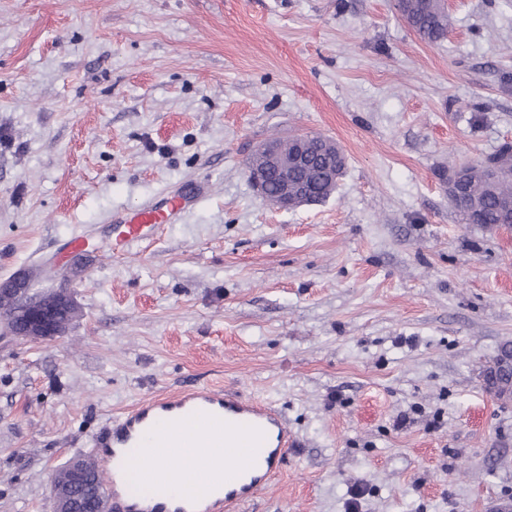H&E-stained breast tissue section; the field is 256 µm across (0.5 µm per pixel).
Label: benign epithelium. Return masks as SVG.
Segmentation results:
<instances>
[{"mask_svg": "<svg viewBox=\"0 0 512 512\" xmlns=\"http://www.w3.org/2000/svg\"><path fill=\"white\" fill-rule=\"evenodd\" d=\"M311 140L309 135H299L283 147L279 142H269L252 157L248 169L249 179L258 195L269 204L280 209H290L313 204L316 197L304 189L294 179V172L304 164V146ZM273 173L278 179L277 190L269 189L266 176ZM73 267L62 274L59 285L45 292L33 289V276L20 269L10 277L0 280V294L23 295L29 298V307L22 313L23 329L14 335L27 340L51 341L64 334L65 323L52 325V315L66 306L72 314H77L75 303H67L72 297Z\"/></svg>", "mask_w": 512, "mask_h": 512, "instance_id": "benign-epithelium-1", "label": "benign epithelium"}]
</instances>
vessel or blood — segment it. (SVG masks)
<instances>
[{"label":"vessel or blood","mask_w":512,"mask_h":512,"mask_svg":"<svg viewBox=\"0 0 512 512\" xmlns=\"http://www.w3.org/2000/svg\"><path fill=\"white\" fill-rule=\"evenodd\" d=\"M185 205V199L175 197L167 209L146 205L120 217V244L141 241L148 231L168 223ZM92 446L113 512H165L159 505L127 502L112 463L132 448L141 451L142 480L156 488L165 485L157 455L181 465L179 493L184 505L178 512H234L240 502L254 495L282 469L293 437L274 408L234 393L199 386L172 396H155L113 418ZM217 454L232 458L233 463L214 476L213 490L198 492L199 476L208 469L211 456Z\"/></svg>","instance_id":"vessel-or-blood-1"}]
</instances>
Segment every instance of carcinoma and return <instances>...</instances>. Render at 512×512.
Returning a JSON list of instances; mask_svg holds the SVG:
<instances>
[{
	"label": "carcinoma",
	"mask_w": 512,
	"mask_h": 512,
	"mask_svg": "<svg viewBox=\"0 0 512 512\" xmlns=\"http://www.w3.org/2000/svg\"><path fill=\"white\" fill-rule=\"evenodd\" d=\"M398 8L407 24L424 40L435 43L448 33V13L441 0H398ZM314 161L306 171V179L323 197H328L333 186L322 181V170L332 161L325 146L312 145ZM463 173L461 194L451 202L466 217H476L482 224H503L505 214L502 202L512 199V171H503L495 183H490L479 162H467L457 167ZM21 299L12 295L0 296V323L18 318L22 309ZM494 385L502 393L512 389V352L506 350L490 372ZM80 461L89 479L78 483L63 468L53 479L56 490L69 493V512H108L109 503L104 495V479L95 463L88 456Z\"/></svg>",
	"instance_id": "carcinoma-1"
}]
</instances>
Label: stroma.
Segmentation results:
<instances>
[{"label":"stroma","mask_w":512,"mask_h":512,"mask_svg":"<svg viewBox=\"0 0 512 512\" xmlns=\"http://www.w3.org/2000/svg\"><path fill=\"white\" fill-rule=\"evenodd\" d=\"M448 13L429 44L396 0H0V279L55 287L77 235L85 259L65 335H0V512H53L112 417L192 385L295 439L236 512H512V228L441 178L512 140V0ZM297 134L346 169L277 209L246 165ZM187 200L181 197L170 199L167 210L154 205H146L131 215L120 217L117 222L122 230L116 246L131 245L147 237L149 230H155L159 224L168 223L186 205ZM493 383L501 393L511 392L512 389V353L504 351L501 357L496 361L493 371H490Z\"/></svg>","instance_id":"1"}]
</instances>
